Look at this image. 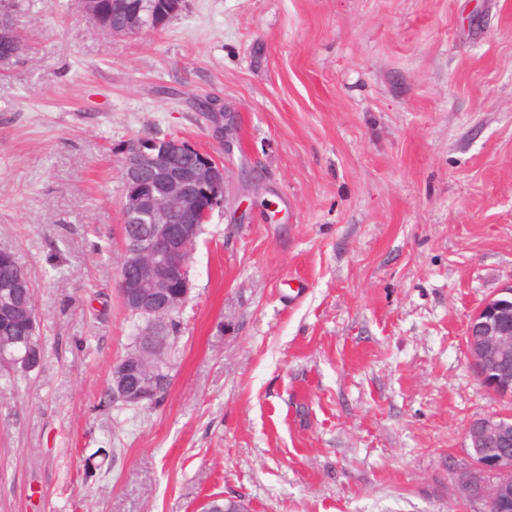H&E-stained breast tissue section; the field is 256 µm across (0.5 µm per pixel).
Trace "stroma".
Returning a JSON list of instances; mask_svg holds the SVG:
<instances>
[{"label":"stroma","mask_w":512,"mask_h":512,"mask_svg":"<svg viewBox=\"0 0 512 512\" xmlns=\"http://www.w3.org/2000/svg\"><path fill=\"white\" fill-rule=\"evenodd\" d=\"M0 1L27 44L0 76V248L44 338L0 380V512H487L466 429L512 404L465 336L512 284V0H186L133 37ZM153 136L214 154L224 206L165 398L125 407L119 148ZM0 257V289L7 283L22 278L26 279L30 286L31 280L27 270L18 262L15 255Z\"/></svg>","instance_id":"obj_1"}]
</instances>
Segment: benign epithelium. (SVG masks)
Here are the masks:
<instances>
[{
	"label": "benign epithelium",
	"instance_id": "7a95c632",
	"mask_svg": "<svg viewBox=\"0 0 512 512\" xmlns=\"http://www.w3.org/2000/svg\"><path fill=\"white\" fill-rule=\"evenodd\" d=\"M86 19L108 35L131 36L142 33L152 17L137 12L127 14L124 25L111 27L100 7V0H79ZM190 145L179 137L161 141L138 139L123 150V178L130 187L121 203L127 224H150L145 239L133 238L122 258L123 273L118 288L126 306L161 320L175 305L187 302L190 281L183 278V260L191 254L198 227L224 204V166L214 156L196 152V161L182 167L172 163L175 153H186ZM23 282L6 286L0 294V317L35 322L28 307L16 305V289ZM466 341L476 369L490 358L498 362L492 378L481 372L478 378L492 393L512 394V306L491 298L473 315ZM0 362L35 369L38 362L28 353L8 351L0 346ZM112 400L123 405L145 406L157 398L162 384L146 371L145 360L132 356L112 365ZM470 447L478 449L488 440L498 442L504 451L498 456L475 453L473 463L499 480L500 490L490 499L498 512H512V416L492 414L470 423Z\"/></svg>",
	"mask_w": 512,
	"mask_h": 512
}]
</instances>
